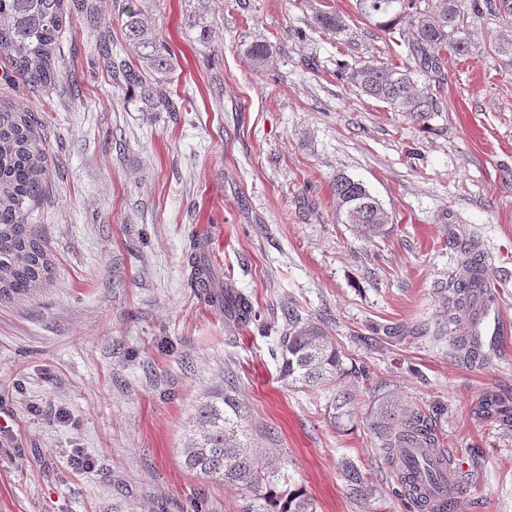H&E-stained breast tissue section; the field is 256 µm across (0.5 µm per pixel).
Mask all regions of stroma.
Segmentation results:
<instances>
[{"label": "stroma", "mask_w": 512, "mask_h": 512, "mask_svg": "<svg viewBox=\"0 0 512 512\" xmlns=\"http://www.w3.org/2000/svg\"><path fill=\"white\" fill-rule=\"evenodd\" d=\"M69 14L59 53L67 74L41 93L12 81L0 56V94L29 107L46 136V194L30 222L53 263L43 288L0 300V512H242L249 492L186 469L194 407L232 389L260 460H277L317 512H410L371 427L372 397L344 428L331 390L280 375L278 333L289 312L319 323L346 362L366 367L399 410L430 411L456 512H512V428L482 399L512 402V16L458 0L469 53L445 51L439 110L428 122L361 96L337 61L406 64L357 0H138L176 55L165 86L179 112H145L114 88L96 50L108 23L126 45L119 0ZM348 26L315 29L316 11ZM208 22L202 43L195 20ZM274 47L261 68L245 54ZM361 180L389 216L384 234L341 223L330 186ZM205 232L224 279L274 331L229 319L187 279L185 250ZM480 243L498 287L499 326L483 335L486 364L448 354L439 288L457 273L465 237ZM66 409L70 425L53 419ZM94 462L72 469L71 449ZM367 478L350 494L344 462Z\"/></svg>", "instance_id": "stroma-1"}]
</instances>
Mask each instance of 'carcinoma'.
I'll return each mask as SVG.
<instances>
[{
  "mask_svg": "<svg viewBox=\"0 0 512 512\" xmlns=\"http://www.w3.org/2000/svg\"><path fill=\"white\" fill-rule=\"evenodd\" d=\"M359 10L375 26L398 33L399 40L424 73L440 71L442 51L451 48L459 55L469 53L460 37L457 0H358ZM487 8L512 15V0H472L476 12ZM67 15L65 0H0V55L11 63L14 76L33 88H46L59 81L63 72L55 57L59 32ZM122 33L132 58L112 57V31L100 28L97 49L112 84L139 91L143 111H176L162 88L172 69L173 54L157 41L152 22L136 5L124 0ZM315 27L338 35L347 30L337 11H319ZM257 65L268 61L273 46L256 42L245 49ZM350 82L364 95L388 104L414 120L425 122L437 111V100L418 88L412 70L406 66L366 61L352 67L343 62ZM46 139L34 113L0 99V298H20L30 294L50 278L51 260L45 242L28 224L27 217L44 197L47 185ZM343 224H354L370 239L388 223L380 200L366 185L339 173L331 183ZM462 273L443 288L448 305V321L466 317L474 303L494 299L492 289L471 277L473 264L482 260L479 243L470 239L461 248ZM190 283L198 288L205 302L222 308L239 322L260 320L247 295L228 286H219L216 269L209 261L201 235L191 237L187 249ZM456 359L473 364L481 359L480 338L476 333L455 337L451 343ZM282 378L311 390L329 386L348 374L343 355L323 327L288 311V328L279 339ZM353 392L334 394L329 417L337 426L354 417ZM241 415L232 392L216 389L206 393L196 406L190 433L183 450L187 469L215 477L226 485L241 486L257 504L242 512H316L313 501L303 490L293 488L279 467L261 464L240 440ZM372 425L381 448L395 455L398 448H436L439 438L432 416L422 411L399 415L380 404L372 414ZM349 490L362 495L365 476L352 462L344 465Z\"/></svg>",
  "mask_w": 512,
  "mask_h": 512,
  "instance_id": "obj_1",
  "label": "carcinoma"
}]
</instances>
